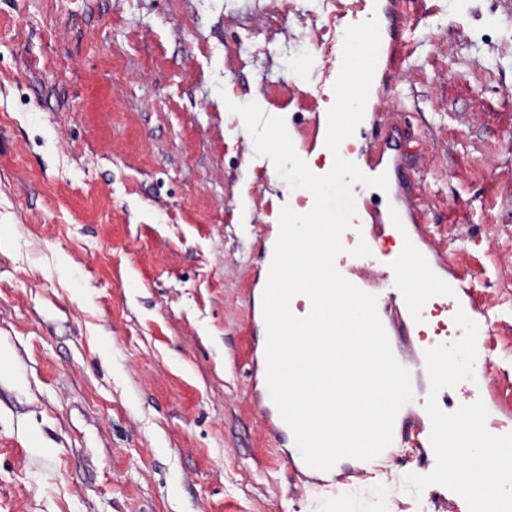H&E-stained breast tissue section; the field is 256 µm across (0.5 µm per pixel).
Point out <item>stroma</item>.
<instances>
[{
	"label": "stroma",
	"instance_id": "obj_1",
	"mask_svg": "<svg viewBox=\"0 0 512 512\" xmlns=\"http://www.w3.org/2000/svg\"><path fill=\"white\" fill-rule=\"evenodd\" d=\"M320 0H0V512H439L417 457L319 486L267 430L255 293L297 193L228 103L328 110ZM381 95L421 246L497 313L512 376V0H409Z\"/></svg>",
	"mask_w": 512,
	"mask_h": 512
}]
</instances>
